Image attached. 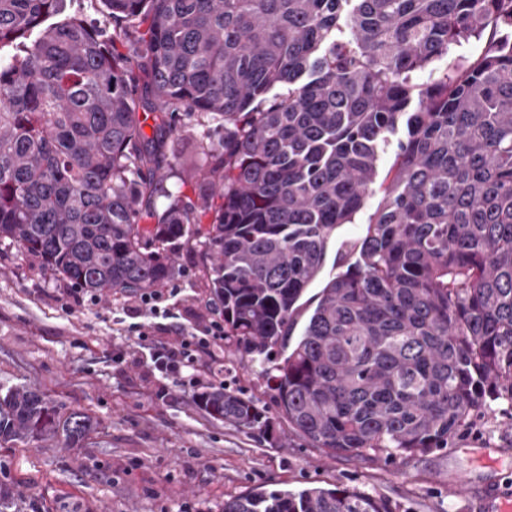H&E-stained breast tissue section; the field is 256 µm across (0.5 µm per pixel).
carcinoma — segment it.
<instances>
[{
	"label": "carcinoma",
	"instance_id": "1",
	"mask_svg": "<svg viewBox=\"0 0 512 512\" xmlns=\"http://www.w3.org/2000/svg\"><path fill=\"white\" fill-rule=\"evenodd\" d=\"M66 3L0 0V240L88 292L137 293L171 278L169 244L212 214L202 247L224 347L262 368L281 416L329 457L446 448L490 402L512 403V0H101L94 25ZM117 17L127 26L107 34ZM131 32L138 58L117 46ZM485 36L472 62L414 82ZM182 106L199 126L224 120V138L179 171L165 145ZM172 177L196 180L197 198L159 209ZM377 192L285 350L329 241ZM196 403L276 442L239 391ZM94 429L0 386L1 448H74ZM223 512L392 510L309 486L249 490Z\"/></svg>",
	"mask_w": 512,
	"mask_h": 512
}]
</instances>
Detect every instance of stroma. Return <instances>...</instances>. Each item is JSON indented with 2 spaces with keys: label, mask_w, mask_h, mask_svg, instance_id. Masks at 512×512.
I'll return each mask as SVG.
<instances>
[{
  "label": "stroma",
  "mask_w": 512,
  "mask_h": 512,
  "mask_svg": "<svg viewBox=\"0 0 512 512\" xmlns=\"http://www.w3.org/2000/svg\"><path fill=\"white\" fill-rule=\"evenodd\" d=\"M380 201L368 197L341 225L307 295L338 272L345 242L365 233ZM175 273L154 305L120 292L65 290L41 259L0 242V385L43 392L65 410L90 414L96 429L79 448L59 442L0 448V489L13 512H222L256 486L296 490L314 483L370 494L392 512H482L489 492L512 495V407L492 402L447 447L389 465L330 458L278 416L259 365L216 348L194 370L160 375L137 339L203 337L214 318L198 241L172 247ZM223 372L224 385L274 417L277 444L210 420L195 403ZM470 490L458 489L462 475Z\"/></svg>",
  "instance_id": "1"
}]
</instances>
